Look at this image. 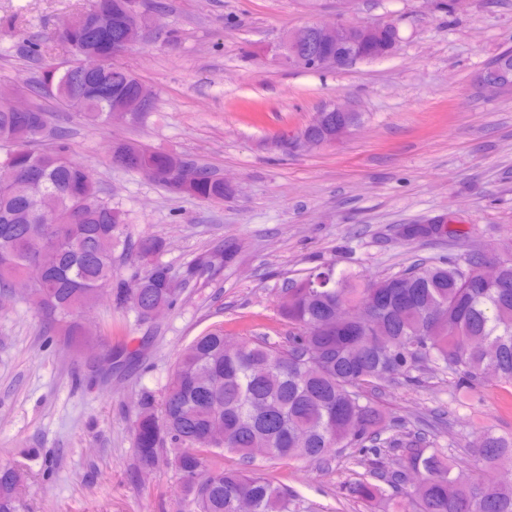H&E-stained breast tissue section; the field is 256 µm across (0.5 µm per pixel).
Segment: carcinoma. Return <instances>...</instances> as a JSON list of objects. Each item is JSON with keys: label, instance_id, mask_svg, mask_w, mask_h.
Instances as JSON below:
<instances>
[{"label": "carcinoma", "instance_id": "obj_1", "mask_svg": "<svg viewBox=\"0 0 512 512\" xmlns=\"http://www.w3.org/2000/svg\"><path fill=\"white\" fill-rule=\"evenodd\" d=\"M78 23L59 29L54 39L73 58L107 55L112 44L134 25L127 0H92L76 14ZM512 81V48L484 68ZM141 81L113 63L95 73L74 77L72 65L44 70L34 88L74 110L92 125L112 123L113 110L140 94ZM48 130L40 106L18 118L0 102V256L10 257L15 274L43 263L47 272L32 288L34 304L62 335L77 342L85 332L78 313L98 301V289H112L113 301L133 303L143 319L176 298L168 268L154 264L144 276L116 279L112 231L123 223L120 211L99 195L98 181L87 165L73 160L62 141L47 150L35 144ZM316 145L326 144L319 117L305 127ZM111 158L130 170L151 173V180L179 194L171 173L188 158L124 141ZM224 178L199 166L197 181L184 196L206 203L224 201ZM408 242L443 236L431 224H404ZM164 249L155 235L135 245L137 260ZM503 260L497 283L483 285L477 270L488 260ZM231 255L222 250L193 265L185 278L199 279ZM281 315L293 332L287 346L264 339H230L211 332L195 339L177 356L172 379L161 400L141 395L134 422L135 454L142 468L156 467L171 456L182 476L187 512H238L245 500L253 512H294V495L256 468L226 470L224 452L252 463L251 449L265 448L271 460L322 464L340 448H357L369 462H383L391 448L411 452L392 460L387 479L393 512H512V482L488 483L470 468L458 467L443 450L425 445L421 433L397 429L380 406L363 391L376 381L413 379L425 369L448 371L467 387L487 369L512 384V256L472 249L464 262L440 259L414 263L402 272L357 283L353 273L327 267L286 289ZM413 297L410 306H380L382 299ZM221 422L224 436H210ZM171 447H164L165 442ZM477 464H512V436L483 432L468 444ZM199 466L212 473L201 489L190 477ZM25 473L0 465V512H19ZM351 494L363 500L385 495L375 483L362 481Z\"/></svg>", "mask_w": 512, "mask_h": 512}]
</instances>
